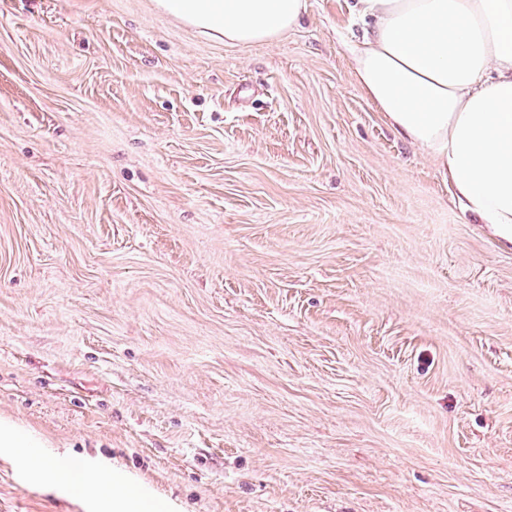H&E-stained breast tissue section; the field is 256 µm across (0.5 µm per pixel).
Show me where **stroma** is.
<instances>
[{"mask_svg": "<svg viewBox=\"0 0 512 512\" xmlns=\"http://www.w3.org/2000/svg\"><path fill=\"white\" fill-rule=\"evenodd\" d=\"M0 0V417L167 512H512V247L344 49ZM0 512H110L0 451Z\"/></svg>", "mask_w": 512, "mask_h": 512, "instance_id": "obj_1", "label": "stroma"}]
</instances>
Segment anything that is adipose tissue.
Wrapping results in <instances>:
<instances>
[{
    "label": "adipose tissue",
    "mask_w": 512,
    "mask_h": 512,
    "mask_svg": "<svg viewBox=\"0 0 512 512\" xmlns=\"http://www.w3.org/2000/svg\"><path fill=\"white\" fill-rule=\"evenodd\" d=\"M158 11L228 45L276 40L305 0H154ZM361 32L345 43L356 82L390 127L438 166L463 212L512 244V0H351ZM49 485L86 487L114 512H163L115 485L43 457Z\"/></svg>",
    "instance_id": "obj_1"
}]
</instances>
